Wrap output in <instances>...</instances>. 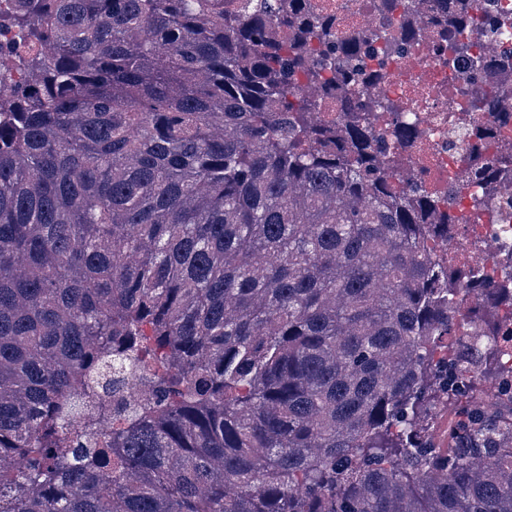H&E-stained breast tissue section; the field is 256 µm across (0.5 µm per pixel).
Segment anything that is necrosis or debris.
Instances as JSON below:
<instances>
[{"label": "necrosis or debris", "mask_w": 512, "mask_h": 512, "mask_svg": "<svg viewBox=\"0 0 512 512\" xmlns=\"http://www.w3.org/2000/svg\"><path fill=\"white\" fill-rule=\"evenodd\" d=\"M368 0H310L314 9L336 15L342 25L360 31L378 27V16L368 13ZM474 47L449 56L438 50L430 36L406 44L404 50L383 55L379 85L365 93L368 105L382 100L404 103L416 113V135L409 146L386 157L396 183L417 193H436L454 198L460 208L461 223L450 229L449 248L463 249L472 237H481L485 249L479 258L492 276L512 279V207L489 217L470 208L475 187L456 162L468 147L448 125V88L471 90L472 61L495 59L498 47L475 36Z\"/></svg>", "instance_id": "1"}]
</instances>
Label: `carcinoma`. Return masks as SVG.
I'll list each match as a JSON object with an SVG mask.
<instances>
[{
    "mask_svg": "<svg viewBox=\"0 0 512 512\" xmlns=\"http://www.w3.org/2000/svg\"><path fill=\"white\" fill-rule=\"evenodd\" d=\"M440 2L439 41L480 28L477 68L512 67V27ZM337 26L308 0L0 11V512H512V312L457 321L460 292L512 290L448 286L456 205L389 180L347 96L379 35ZM466 111L477 143L512 119L489 85ZM497 153L461 159L479 209ZM109 374L142 397L90 401Z\"/></svg>",
    "mask_w": 512,
    "mask_h": 512,
    "instance_id": "obj_1",
    "label": "carcinoma"
}]
</instances>
